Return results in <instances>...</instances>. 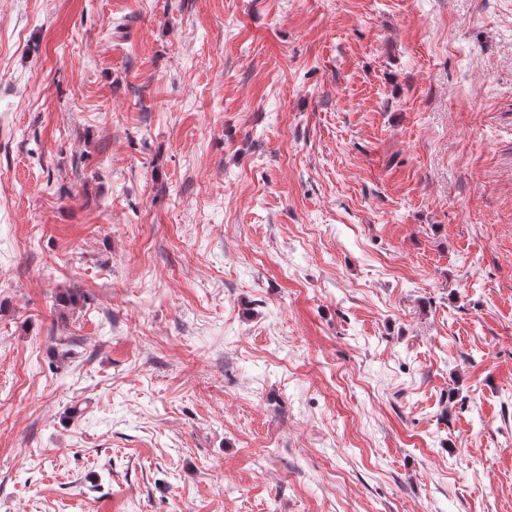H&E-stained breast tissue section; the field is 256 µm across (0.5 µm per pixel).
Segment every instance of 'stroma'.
I'll return each instance as SVG.
<instances>
[{
  "label": "stroma",
  "instance_id": "obj_1",
  "mask_svg": "<svg viewBox=\"0 0 512 512\" xmlns=\"http://www.w3.org/2000/svg\"><path fill=\"white\" fill-rule=\"evenodd\" d=\"M0 512H512V0H0Z\"/></svg>",
  "mask_w": 512,
  "mask_h": 512
}]
</instances>
